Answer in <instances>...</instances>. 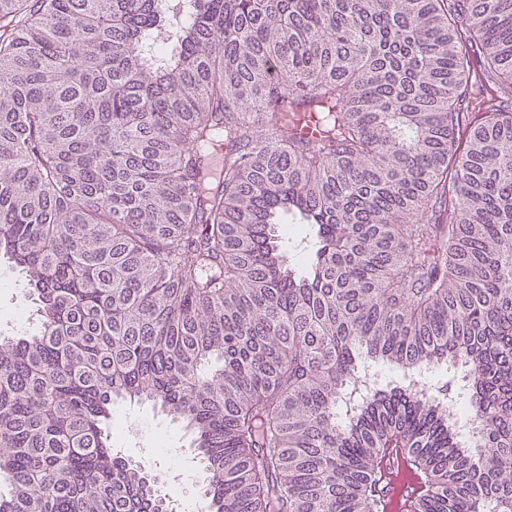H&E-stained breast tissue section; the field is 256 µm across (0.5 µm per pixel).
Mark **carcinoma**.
Instances as JSON below:
<instances>
[{
	"label": "carcinoma",
	"mask_w": 512,
	"mask_h": 512,
	"mask_svg": "<svg viewBox=\"0 0 512 512\" xmlns=\"http://www.w3.org/2000/svg\"><path fill=\"white\" fill-rule=\"evenodd\" d=\"M480 69L512 88V0H0V255L40 316L0 336V512H168L112 451L127 399L193 431L211 512H379L394 451L398 512H512Z\"/></svg>",
	"instance_id": "cac0c4a2"
}]
</instances>
